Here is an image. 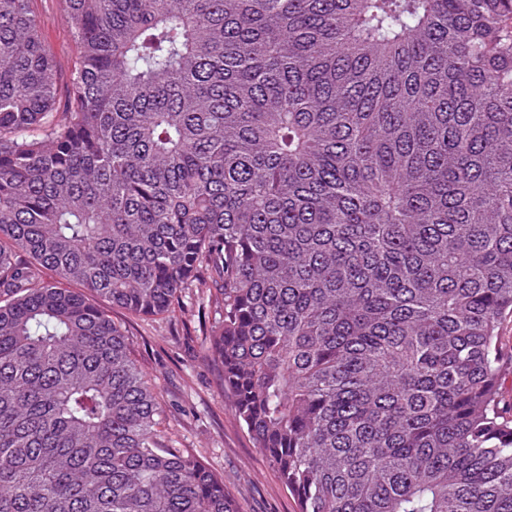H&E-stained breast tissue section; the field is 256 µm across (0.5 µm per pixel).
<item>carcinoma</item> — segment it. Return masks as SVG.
<instances>
[{
    "mask_svg": "<svg viewBox=\"0 0 512 512\" xmlns=\"http://www.w3.org/2000/svg\"><path fill=\"white\" fill-rule=\"evenodd\" d=\"M0 0V512H239L122 325L207 347L298 512H512V0ZM205 271L209 279L200 277ZM33 8L41 20L43 36L50 45L64 82L77 59V47L70 21L58 0H33ZM498 344L500 351L506 359L505 374L501 389L502 402L505 405H512V315L508 314L502 318L498 329Z\"/></svg>",
    "mask_w": 512,
    "mask_h": 512,
    "instance_id": "cac0c4a2",
    "label": "carcinoma"
}]
</instances>
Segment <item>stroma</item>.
I'll return each mask as SVG.
<instances>
[{
	"label": "stroma",
	"instance_id": "1",
	"mask_svg": "<svg viewBox=\"0 0 512 512\" xmlns=\"http://www.w3.org/2000/svg\"><path fill=\"white\" fill-rule=\"evenodd\" d=\"M33 8L61 73H69L77 47L59 0H33ZM108 312L127 331L131 354L158 394L174 446L192 451L223 476L241 512H297L295 498L240 426L222 371L207 353L215 306L187 296L154 317L113 306Z\"/></svg>",
	"mask_w": 512,
	"mask_h": 512
}]
</instances>
